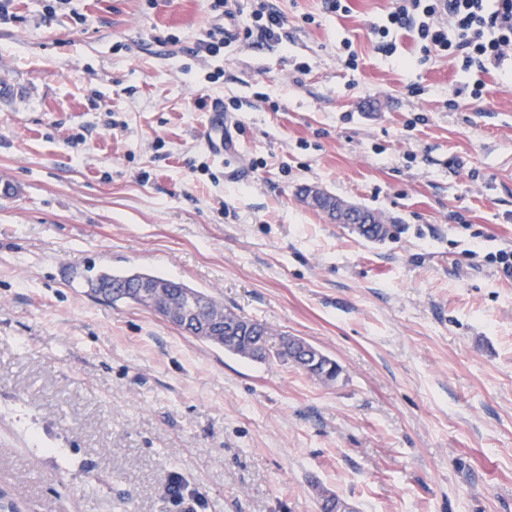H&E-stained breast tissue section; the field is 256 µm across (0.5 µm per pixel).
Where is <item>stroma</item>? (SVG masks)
<instances>
[{"label":"stroma","instance_id":"1","mask_svg":"<svg viewBox=\"0 0 512 512\" xmlns=\"http://www.w3.org/2000/svg\"><path fill=\"white\" fill-rule=\"evenodd\" d=\"M266 3L280 42L204 60L230 25L207 0H0V512H317L315 481L356 512H512V280L484 261L512 249V87L401 32L380 50L394 0ZM307 186L396 237L330 223ZM105 268L342 373L98 301ZM380 215L376 212L373 213V218L369 219L368 227L364 228L365 224H361L360 228H354L358 235L374 241H383L387 238H393L395 233V224H376L379 221ZM144 282L160 289L154 306L144 304L139 295V288H136V283ZM86 283L88 293L91 296L109 304L130 303L150 308L181 332L194 337L198 341L222 348L227 353L251 359L247 353L248 344L262 340L268 346V354L263 360L275 357L286 363L292 362L305 374L325 384L336 382L341 373L339 364L327 355L325 356L333 361L332 366L329 365V362H326L325 365L321 364L320 371L310 368L306 362L301 361L299 355L294 357L292 348L283 343L282 336L278 348L272 350L269 347L268 336L270 334L263 323L240 314L233 308L224 306L223 302L191 288L183 282L145 272L112 273L111 270H101L95 276L88 277ZM189 297L195 299L197 306L200 308L199 311L189 318L182 315L178 316V311L182 308L183 302ZM222 313H224L225 318L231 316L237 319L243 326L244 334L238 341L229 340L227 334H224V327H215L210 324V321L217 314ZM248 327L249 329H247ZM326 370L330 371L329 378L322 374Z\"/></svg>","mask_w":512,"mask_h":512}]
</instances>
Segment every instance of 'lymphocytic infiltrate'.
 <instances>
[{"label": "lymphocytic infiltrate", "mask_w": 512, "mask_h": 512, "mask_svg": "<svg viewBox=\"0 0 512 512\" xmlns=\"http://www.w3.org/2000/svg\"><path fill=\"white\" fill-rule=\"evenodd\" d=\"M400 29L412 30L424 52L445 53L464 71L479 64L512 84V68L504 66L512 46V0H396L372 31L384 40Z\"/></svg>", "instance_id": "lymphocytic-infiltrate-1"}]
</instances>
